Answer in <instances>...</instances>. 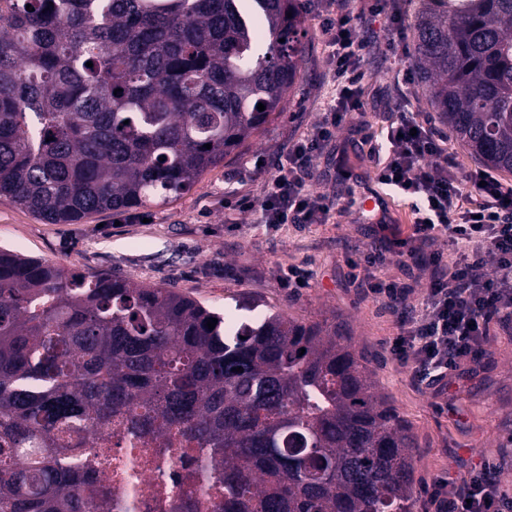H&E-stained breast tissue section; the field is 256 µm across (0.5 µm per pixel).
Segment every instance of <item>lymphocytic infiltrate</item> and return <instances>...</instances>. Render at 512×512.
Segmentation results:
<instances>
[{
	"label": "lymphocytic infiltrate",
	"mask_w": 512,
	"mask_h": 512,
	"mask_svg": "<svg viewBox=\"0 0 512 512\" xmlns=\"http://www.w3.org/2000/svg\"><path fill=\"white\" fill-rule=\"evenodd\" d=\"M347 2L316 4L314 19L332 79L322 113L279 154L260 195L239 192L224 200L225 209L258 213L268 230L324 224L335 208L333 198L312 188L315 162L364 108L360 61L370 47ZM368 13L387 33L383 53L407 56L409 34L393 0H373ZM386 121L388 152L376 162L375 177L404 196L415 222L403 236L379 218L373 227L377 247L350 267L363 269L362 285L402 312L397 340L390 345L393 357L415 383L442 396L482 347L490 320L512 324V186L483 169L461 172L429 120L406 114L402 99L389 100ZM442 236L455 260L436 249ZM407 259L424 260L428 271L416 305L409 301L411 288L383 273L388 263ZM488 470L483 463L471 466L467 476L436 480L430 492L436 512H512V497Z\"/></svg>",
	"instance_id": "obj_1"
}]
</instances>
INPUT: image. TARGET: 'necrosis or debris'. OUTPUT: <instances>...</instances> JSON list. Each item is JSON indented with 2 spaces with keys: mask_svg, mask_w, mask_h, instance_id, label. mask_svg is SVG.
I'll use <instances>...</instances> for the list:
<instances>
[{
  "mask_svg": "<svg viewBox=\"0 0 512 512\" xmlns=\"http://www.w3.org/2000/svg\"><path fill=\"white\" fill-rule=\"evenodd\" d=\"M89 444L69 457V465L90 470L112 491V512H168L166 504L186 489H194L198 512H222L220 491L194 487L193 450L156 447L123 434L88 430Z\"/></svg>",
  "mask_w": 512,
  "mask_h": 512,
  "instance_id": "1",
  "label": "necrosis or debris"
}]
</instances>
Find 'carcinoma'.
<instances>
[{
    "label": "carcinoma",
    "mask_w": 512,
    "mask_h": 512,
    "mask_svg": "<svg viewBox=\"0 0 512 512\" xmlns=\"http://www.w3.org/2000/svg\"><path fill=\"white\" fill-rule=\"evenodd\" d=\"M418 2L424 96L512 174V0ZM304 39L300 0H0V199L77 224L179 197L284 112ZM229 320L0 248V512H110L63 464L87 421L177 434L224 512H412L415 439L336 320Z\"/></svg>",
    "instance_id": "cac0c4a2"
}]
</instances>
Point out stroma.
<instances>
[{"mask_svg":"<svg viewBox=\"0 0 512 512\" xmlns=\"http://www.w3.org/2000/svg\"><path fill=\"white\" fill-rule=\"evenodd\" d=\"M306 28L309 50L286 111L190 191L168 204L139 210L134 221L101 212L77 224H47L0 201V247L80 272L106 270L163 285L219 309L234 307L247 296L263 312L305 320L336 318L368 358L378 392L415 436L414 512H429V486L440 477L464 475L468 460L489 462L502 491L512 497V329L491 323L476 354V374L463 388H450L443 399L415 385L392 356L396 312L348 279V258L374 245L360 202L378 188L371 153L384 142L382 111L400 93L413 111L429 110L417 82L403 80L410 59L397 63L375 50L365 56L362 128L341 130L317 163L315 189L338 193L343 213L326 224H286L269 231L255 214L224 209L225 194H259L280 151L309 128L328 99L331 85L314 19H307ZM291 265L310 270L309 287H283L281 276ZM452 406L461 410V419L450 416Z\"/></svg>","mask_w":512,"mask_h":512,"instance_id":"obj_1","label":"stroma"}]
</instances>
